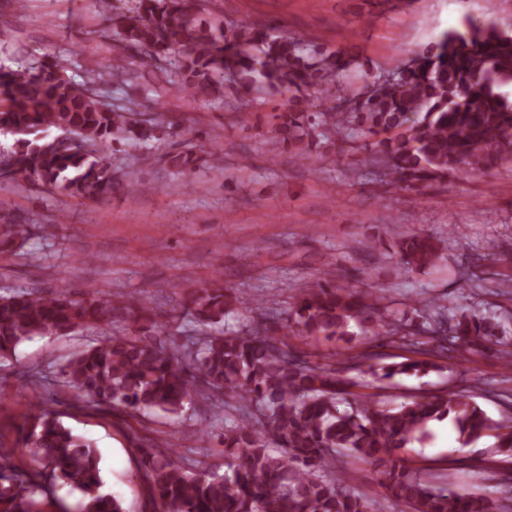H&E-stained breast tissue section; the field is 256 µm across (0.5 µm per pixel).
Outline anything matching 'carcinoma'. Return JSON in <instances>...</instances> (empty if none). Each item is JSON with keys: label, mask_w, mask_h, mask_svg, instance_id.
<instances>
[{"label": "carcinoma", "mask_w": 512, "mask_h": 512, "mask_svg": "<svg viewBox=\"0 0 512 512\" xmlns=\"http://www.w3.org/2000/svg\"><path fill=\"white\" fill-rule=\"evenodd\" d=\"M116 43L115 74L129 57L161 72L168 85L192 97L226 96L249 108L282 100L275 145L310 159L326 141L346 142L356 125L363 138L347 151L362 164L418 191L460 173L464 166L489 171L512 162V101L500 87L512 83V36L488 23L467 20L443 34L411 67L393 76L353 74L344 52L321 51L279 23L269 31L228 22L217 34L200 16L201 0H135L112 12L98 3ZM56 56L0 72V130L15 136L0 153V179L44 185L73 198L106 200L123 179L95 147L106 142L146 143L152 132L174 122L159 115L135 120L136 109L114 108L95 88L97 74L81 83L65 75ZM51 129L59 131L48 138ZM199 157L188 147L170 158L189 170ZM27 225L0 216V250L24 245ZM397 263L409 271L436 268L444 258L439 238L420 233L396 243ZM381 297L336 284L326 271L297 289L283 325L274 335L255 321L247 328L218 330L180 346L170 317L132 294L92 291L81 298L64 289L0 294V361L37 337L70 336L79 329L128 318L134 330L108 336L71 355L60 372L66 407L146 418L178 417L204 395H222L242 416L224 425L222 474H192L169 448H144L140 476L153 512H365L364 501L333 475L336 451L381 469L379 486L410 512H512V502L468 493L454 484L433 486L393 459L397 449L420 439L434 421L450 420L463 443L494 432L496 447L512 451V417L494 421L471 398L454 391L382 406L361 377L340 375L335 363L312 362L288 336L352 335L351 325L380 340L424 334L441 355L482 349L509 360L512 337L499 335L494 313L434 302L415 316L388 318ZM184 309L202 327L224 323L239 297L215 279L188 293ZM418 359L365 373L393 381L427 372ZM19 448H0V512H125L101 491L93 442L66 428L60 412L33 406L19 428ZM83 498L70 507L61 489Z\"/></svg>", "instance_id": "obj_1"}]
</instances>
